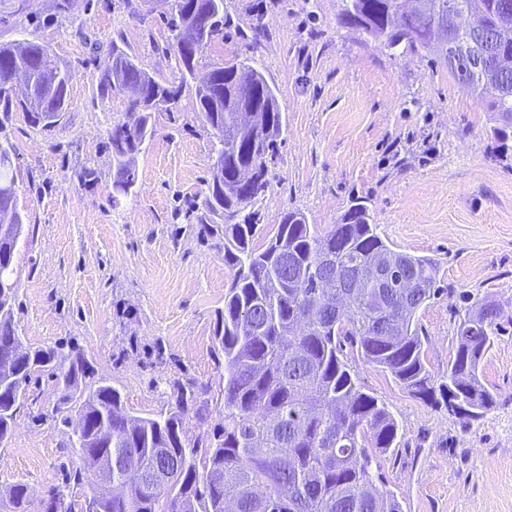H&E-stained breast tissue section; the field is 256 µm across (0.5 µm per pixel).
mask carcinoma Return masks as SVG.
Masks as SVG:
<instances>
[{
  "label": "carcinoma",
  "mask_w": 512,
  "mask_h": 512,
  "mask_svg": "<svg viewBox=\"0 0 512 512\" xmlns=\"http://www.w3.org/2000/svg\"><path fill=\"white\" fill-rule=\"evenodd\" d=\"M493 23L512 14V0H480ZM405 0H339L336 22L390 49L435 51L423 26L404 19ZM207 18L211 38L175 54L177 84L162 85L119 47L104 64L102 86L116 92L139 89L128 102L127 120L112 128L115 168L112 193L127 196L137 183L135 168L122 160L136 154L153 132L152 113L178 100L195 84L197 109L219 139L224 156V187L209 185L207 211L224 223L202 231L224 240V263L233 277L224 294L215 351L224 357V424L193 439L184 430L188 406L208 405L206 390L176 381L175 406L148 416L127 413L118 389L95 378L84 355L64 356L54 348L26 349L17 377L0 396V443L13 431L17 410L28 400L31 376L47 372L64 388L75 414L62 418L69 441L87 444L83 455L64 467L61 486L45 512H403L392 492L376 486L379 457L396 447L399 424L377 398L358 384L353 365L378 366L412 396L457 405L463 426L482 418L497 394L481 378L480 363L499 335L501 321H512L502 306L482 297L457 328L448 374L434 387L426 369L416 314L436 296L434 261L394 250L376 232L368 202L352 199L338 222L318 233L307 216L285 212L267 245H253L269 185L268 159L276 154L283 116L276 88L256 63H226L197 71V55L224 32V0H174L171 27L186 29L196 16ZM12 43L0 44V129L11 113L22 111L35 128L45 122L28 102L3 86L12 68ZM502 77L499 94L487 101L498 139L512 135V51L493 38L476 47ZM28 69L39 76L59 67L45 45L28 41ZM468 92L483 93L481 82L462 69L453 74ZM73 75L58 86L45 109L65 111ZM15 183L12 148L0 142V183ZM18 242L0 236V357L15 354L20 340L14 322L16 288L12 261ZM390 257V283L378 290L349 288L354 273L377 258ZM412 278L417 288L402 287ZM350 346L352 355L344 352ZM112 454V490L93 492L96 467ZM165 482L147 480L153 471ZM26 488L0 494L8 512H28Z\"/></svg>",
  "instance_id": "cac0c4a2"
}]
</instances>
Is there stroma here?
Here are the masks:
<instances>
[{
	"label": "stroma",
	"instance_id": "35a3bbf8",
	"mask_svg": "<svg viewBox=\"0 0 512 512\" xmlns=\"http://www.w3.org/2000/svg\"><path fill=\"white\" fill-rule=\"evenodd\" d=\"M336 10V0H224L229 23L198 66L252 58L278 90L286 129L268 163L254 246L290 210L329 230L358 196L383 241L438 260L441 292L418 312L438 379L465 294H491L512 313V138L495 139L484 98L426 52L339 27ZM170 14L171 0H0V43L41 42L73 74L55 126L35 128L16 112L4 133L29 225L13 258L24 346L83 353L134 415L173 405V381L207 387L204 415L186 417L192 438L224 422V368L213 349L232 271L223 241L198 221L213 137L185 89L153 115L135 192L113 199L109 136L127 97L101 89L115 46L158 82L179 80ZM87 167L95 184L80 178ZM355 372L399 423L396 448L379 462L404 512H512V323L481 366L497 404L468 429L381 368L361 363ZM28 393L32 404L0 444V489L24 484L28 512H41L75 454L53 379L34 375Z\"/></svg>",
	"mask_w": 512,
	"mask_h": 512
}]
</instances>
